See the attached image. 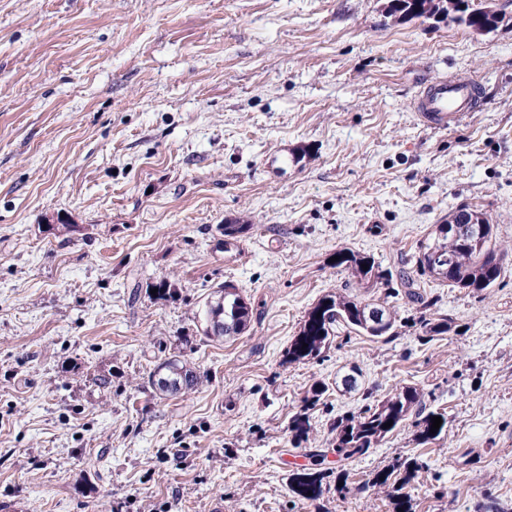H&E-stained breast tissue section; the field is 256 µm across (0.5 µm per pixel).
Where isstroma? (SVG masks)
Returning a JSON list of instances; mask_svg holds the SVG:
<instances>
[{
	"label": "stroma",
	"instance_id": "35a3bbf8",
	"mask_svg": "<svg viewBox=\"0 0 512 512\" xmlns=\"http://www.w3.org/2000/svg\"><path fill=\"white\" fill-rule=\"evenodd\" d=\"M386 5L0 0V512H394L373 476L413 457V512L512 506V24ZM449 76L478 81L477 110L429 128L414 99ZM464 205L492 217L505 272L481 293L425 279L455 329L423 341L404 298L392 340L284 363L323 295L360 293L336 250L398 271ZM230 220L252 230L228 249ZM220 285L253 317L216 341ZM172 356L200 383L165 397L149 375ZM353 366L360 390H336ZM407 383L439 437L403 423L344 493L292 492L338 415ZM328 389V385L323 382L315 383L310 390L311 396L306 399L304 412L294 416L291 424V432L293 433L292 440L295 447L298 448L301 442L305 441L308 437L311 424L307 411L318 405Z\"/></svg>",
	"mask_w": 512,
	"mask_h": 512
}]
</instances>
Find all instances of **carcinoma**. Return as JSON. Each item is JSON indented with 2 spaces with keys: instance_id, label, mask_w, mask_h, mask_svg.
<instances>
[{
  "instance_id": "1",
  "label": "carcinoma",
  "mask_w": 512,
  "mask_h": 512,
  "mask_svg": "<svg viewBox=\"0 0 512 512\" xmlns=\"http://www.w3.org/2000/svg\"><path fill=\"white\" fill-rule=\"evenodd\" d=\"M388 15L400 20L426 18L440 13L448 22L462 25L478 33H490L506 23V13L475 0H388ZM478 233L472 234L464 225L449 221L434 225L432 243L421 247L411 256L415 267L411 273L405 269L398 276L375 265L374 261L348 248L336 251L337 267L352 272L367 296L358 298L339 292L324 295L307 312L298 334L285 352L287 364L307 363L324 358L340 333L365 335L374 340L389 341L396 336L397 318L394 302L406 297L420 305L419 323L424 337L433 339L453 329V322L445 316L435 317V301L418 291L414 275L428 276L452 288L482 292L496 286L504 275L502 256L493 243L494 225L487 213L468 205L462 206ZM368 268H363V265ZM219 302L207 309V318L215 320L211 337L216 340L232 338L245 333L251 324L253 308L248 300L218 287ZM308 347H303V344ZM149 383L162 395H175L189 391L199 383L196 372L186 362L168 358L158 363L149 376ZM328 385L318 382L311 387L306 399L305 412L294 416L291 424L292 440L298 446L306 440L311 428L308 410L316 407ZM439 412L427 408L424 393L412 384H405L382 399L366 402L359 411L336 418L332 431L336 432L334 451L343 461L365 456L378 447L404 421L414 418L417 436L424 442L438 437L442 430L430 432L434 416ZM392 422L387 427L385 423ZM422 469L419 460L412 458L379 471L372 485L390 486L396 507L411 512V496L406 489ZM336 476L340 484L347 482L350 472L344 468L335 472L329 468H305L294 474L292 490L299 496L313 499L323 492V480Z\"/></svg>"
}]
</instances>
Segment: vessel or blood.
<instances>
[{"mask_svg": "<svg viewBox=\"0 0 512 512\" xmlns=\"http://www.w3.org/2000/svg\"><path fill=\"white\" fill-rule=\"evenodd\" d=\"M479 84L472 80L441 78L424 86L415 99V110L429 125L459 123L474 111Z\"/></svg>", "mask_w": 512, "mask_h": 512, "instance_id": "vessel-or-blood-1", "label": "vessel or blood"}]
</instances>
